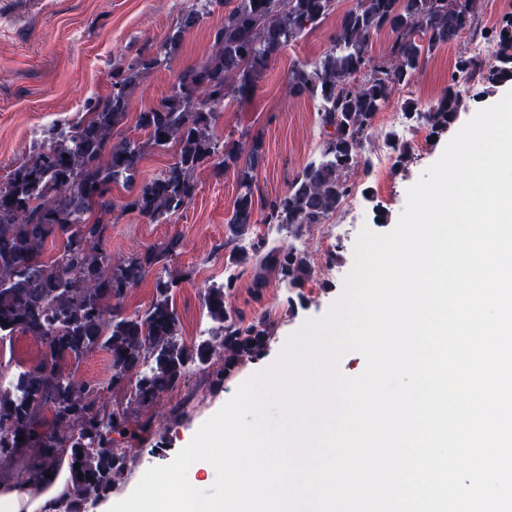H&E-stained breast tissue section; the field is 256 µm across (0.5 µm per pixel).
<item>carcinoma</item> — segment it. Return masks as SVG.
Wrapping results in <instances>:
<instances>
[{"instance_id": "1", "label": "carcinoma", "mask_w": 512, "mask_h": 512, "mask_svg": "<svg viewBox=\"0 0 512 512\" xmlns=\"http://www.w3.org/2000/svg\"><path fill=\"white\" fill-rule=\"evenodd\" d=\"M195 2L160 45H146L128 64L112 67L105 105L90 99L78 120L49 126L43 131L49 145L0 183V318L6 320L0 340L22 333L42 345L38 362L12 373L8 387H0V467L23 474L14 486L36 490L50 483L47 474L68 465L71 488L53 500L54 512H82L84 500L99 501L112 492L133 465L137 445L155 433L149 410L186 384L191 368L219 361V383L261 355L272 335L267 316L248 318L232 307L229 283L208 289L207 312L217 327L190 345L181 338L172 301L174 278L157 277L150 307L126 314L130 290L155 269H166L183 240L172 235L113 263L101 243L115 210L163 222L193 199L196 168L209 164L218 177L231 171L238 194L223 244L229 261L256 269L257 289L264 285L263 273L272 271L292 291L311 275L308 254L275 245L271 235L306 236L358 190L350 180L354 168L367 178L373 174L365 143L394 87L407 83L439 45L465 39L436 103L405 108L409 121L440 134L459 112L456 75L487 87L512 80V13L489 29L480 21L478 0H354L329 48L290 71V93L317 103L325 139L319 156L288 190L271 196L254 175L262 140L256 136L248 147L215 140L218 107L228 98L254 95L271 58L326 18L335 0H236L215 32L217 52L180 73L160 106L139 113L137 128L145 139L112 140L141 76L166 65L182 33L211 12L213 0ZM382 31L391 41L377 57L373 37ZM476 40L493 46L495 65L469 51L468 43ZM148 147L176 148L174 162L116 204L112 185L134 184ZM253 224L267 232L243 249L237 241ZM58 239V252L43 259L47 243ZM97 349L112 359L107 387L129 393L134 410L110 406L101 387L75 378L72 368ZM131 378L135 383H128Z\"/></svg>"}]
</instances>
